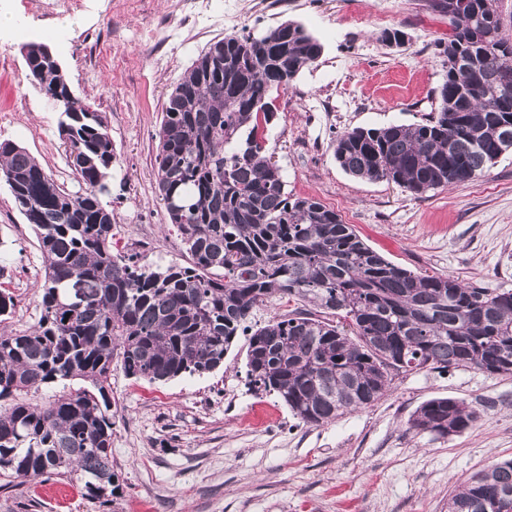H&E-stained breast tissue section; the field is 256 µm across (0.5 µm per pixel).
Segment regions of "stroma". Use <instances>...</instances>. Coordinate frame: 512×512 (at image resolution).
I'll list each match as a JSON object with an SVG mask.
<instances>
[{"label": "stroma", "instance_id": "1", "mask_svg": "<svg viewBox=\"0 0 512 512\" xmlns=\"http://www.w3.org/2000/svg\"><path fill=\"white\" fill-rule=\"evenodd\" d=\"M0 0L13 22L0 27V141L27 148L54 180L80 184L58 130L60 111L25 78L23 45L59 49L75 96L107 118L116 161L113 250L140 265H190L158 198L155 175L162 106L183 72L213 40L302 24L324 46L277 98L267 136L288 190L313 197L353 225L392 263L447 274L484 288L512 289V152L485 177L414 195L345 173L337 134L421 121L448 73L439 47L448 20L425 0H388L396 47L371 22L353 27L351 9L372 0H296L276 14L254 0H199L181 27L180 0ZM45 262L32 226L0 182V290L15 301L0 327L23 331L41 315ZM247 337H238L211 373L166 382L126 376L113 364L112 463L120 488L112 505L85 497L81 483L51 476L19 483L0 476V512H447L448 495L474 473L512 459V375L475 369L394 374L373 405L306 426L247 377ZM434 397L464 400L480 423L445 440L410 430Z\"/></svg>", "mask_w": 512, "mask_h": 512}]
</instances>
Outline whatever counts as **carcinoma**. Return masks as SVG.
<instances>
[{"label":"carcinoma","mask_w":512,"mask_h":512,"mask_svg":"<svg viewBox=\"0 0 512 512\" xmlns=\"http://www.w3.org/2000/svg\"><path fill=\"white\" fill-rule=\"evenodd\" d=\"M501 0H429L448 18L436 108L413 124L354 128L335 140L346 173L412 194L483 177L512 127V36ZM26 77L59 107V134L84 188L70 192L25 147L0 142V180L45 259L31 331H0V471L84 482L115 495L112 362L150 382L205 374L248 332L250 383L319 426L380 400L400 371L468 367L512 374V289L418 274L368 246L315 198L292 197L266 131L272 93L317 62L322 43L285 21L203 50L165 100L155 156L160 200L192 264L138 266L112 252L104 204L116 159L104 116L74 96L46 44L21 48ZM465 54L467 62H459ZM299 306L254 326L272 300ZM79 379L45 405L30 391ZM481 419L451 397L423 402L409 429L446 439ZM448 512H512V460L472 475Z\"/></svg>","instance_id":"1"}]
</instances>
